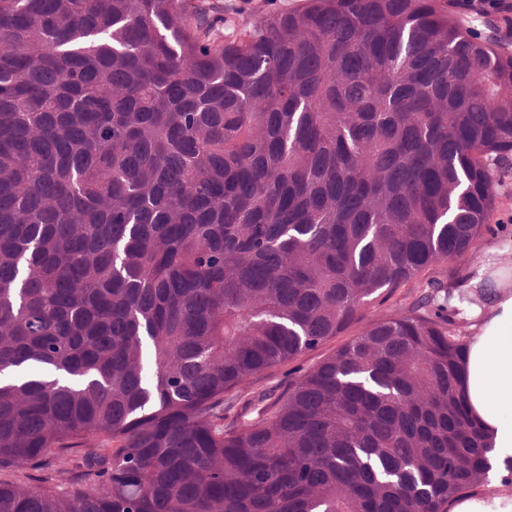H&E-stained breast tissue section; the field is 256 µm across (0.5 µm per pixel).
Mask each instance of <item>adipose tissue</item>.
Segmentation results:
<instances>
[{"label": "adipose tissue", "mask_w": 512, "mask_h": 512, "mask_svg": "<svg viewBox=\"0 0 512 512\" xmlns=\"http://www.w3.org/2000/svg\"><path fill=\"white\" fill-rule=\"evenodd\" d=\"M473 319L462 365L465 404L492 450L490 477L512 472V267L488 255L460 284Z\"/></svg>", "instance_id": "obj_1"}]
</instances>
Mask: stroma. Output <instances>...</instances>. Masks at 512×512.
Wrapping results in <instances>:
<instances>
[{"mask_svg": "<svg viewBox=\"0 0 512 512\" xmlns=\"http://www.w3.org/2000/svg\"><path fill=\"white\" fill-rule=\"evenodd\" d=\"M199 10L192 23L214 40H232L241 32L251 28L263 17L302 9L306 0H194ZM495 191L498 207L492 215L487 229L475 249L464 256L441 262L416 278L397 288L386 297L364 305L360 317L344 333L327 340L316 350L306 352L247 384L242 400L262 399L271 405L283 396L289 386L306 373L317 362L332 354L360 333L373 321L407 310L423 296H432V310L443 311L457 325L463 337H471L472 323L463 311L454 306H445L437 298L439 284L467 278L484 261L489 250H496L498 259L512 266V157L499 162ZM113 443L102 437H90L73 441L68 451H51L41 467H14L0 470V481L5 483L44 489L62 495L71 490L81 473L84 455L110 456Z\"/></svg>", "mask_w": 512, "mask_h": 512, "instance_id": "obj_1", "label": "stroma"}]
</instances>
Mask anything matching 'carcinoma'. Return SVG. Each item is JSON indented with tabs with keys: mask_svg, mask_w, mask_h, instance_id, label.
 <instances>
[{
	"mask_svg": "<svg viewBox=\"0 0 512 512\" xmlns=\"http://www.w3.org/2000/svg\"><path fill=\"white\" fill-rule=\"evenodd\" d=\"M468 0H307L231 41L191 0H0V512H445L487 479L455 323L369 324L246 426L241 387L475 247L512 54ZM460 18L472 34L481 38L491 36L503 51L512 53V27H507L498 14L490 16L481 11L463 10ZM69 445L73 448L64 453L52 450L38 469L14 467L0 470V481L62 495L71 490L81 474V459L84 455L107 457L112 455L114 448L111 440L102 437L73 440Z\"/></svg>",
	"mask_w": 512,
	"mask_h": 512,
	"instance_id": "carcinoma-1",
	"label": "carcinoma"
}]
</instances>
